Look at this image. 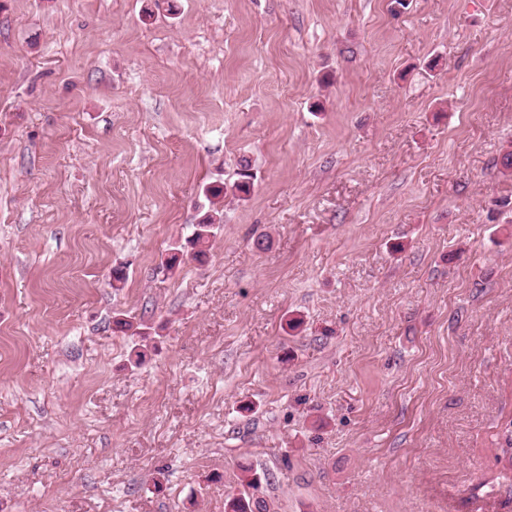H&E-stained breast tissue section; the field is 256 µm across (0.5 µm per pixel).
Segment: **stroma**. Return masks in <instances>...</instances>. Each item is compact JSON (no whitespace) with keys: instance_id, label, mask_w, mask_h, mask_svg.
<instances>
[{"instance_id":"stroma-1","label":"stroma","mask_w":512,"mask_h":512,"mask_svg":"<svg viewBox=\"0 0 512 512\" xmlns=\"http://www.w3.org/2000/svg\"><path fill=\"white\" fill-rule=\"evenodd\" d=\"M176 5L0 0V512H512V0ZM207 201L209 202V210L204 213L205 217L196 225L191 238L187 240L186 245L172 246L169 250L173 252L166 260V268L174 273L184 262L183 253L186 255L191 252V260L203 263L208 256L211 242L215 233L216 225H219L220 218L219 209L223 207L224 186H208L204 189ZM203 215V216H204ZM187 248V249H186ZM190 248V250L188 249ZM176 254H181L179 258ZM242 477L236 494L228 496L224 503L225 512H268V504L256 495L265 473L258 472L250 464L239 465Z\"/></svg>"}]
</instances>
